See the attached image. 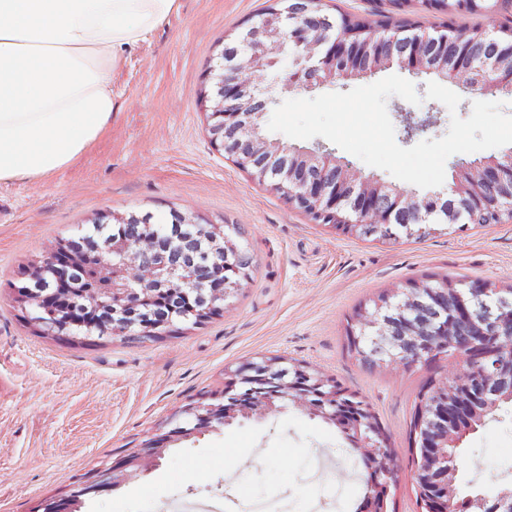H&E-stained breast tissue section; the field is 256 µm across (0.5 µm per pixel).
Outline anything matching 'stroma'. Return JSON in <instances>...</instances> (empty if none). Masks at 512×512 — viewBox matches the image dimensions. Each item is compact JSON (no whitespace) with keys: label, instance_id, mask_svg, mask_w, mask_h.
<instances>
[{"label":"stroma","instance_id":"35a3bbf8","mask_svg":"<svg viewBox=\"0 0 512 512\" xmlns=\"http://www.w3.org/2000/svg\"><path fill=\"white\" fill-rule=\"evenodd\" d=\"M279 0H180L131 48L113 88L104 135L50 177L0 186V289L61 239L115 213L201 218L248 253V277L220 315L151 339L47 336L0 296V512H34L80 495V479L120 466L174 428L190 436L119 486L80 495L81 512H169L174 498L234 494L241 505L278 494L287 512H354L361 467L335 426L288 408L193 432L179 410L224 389V370L266 355L335 376L374 410L399 479L387 512H423L411 470L409 424L442 359L368 369L347 348L355 313L378 294L449 274L512 286V223L438 225L415 239L365 241L311 222L254 182L212 144L200 90L226 38ZM457 484L493 494L512 483V405L463 439Z\"/></svg>","mask_w":512,"mask_h":512}]
</instances>
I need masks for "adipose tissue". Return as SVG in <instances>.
Returning a JSON list of instances; mask_svg holds the SVG:
<instances>
[{
    "label": "adipose tissue",
    "mask_w": 512,
    "mask_h": 512,
    "mask_svg": "<svg viewBox=\"0 0 512 512\" xmlns=\"http://www.w3.org/2000/svg\"><path fill=\"white\" fill-rule=\"evenodd\" d=\"M178 0H0V185L73 163L110 126L128 49Z\"/></svg>",
    "instance_id": "obj_1"
}]
</instances>
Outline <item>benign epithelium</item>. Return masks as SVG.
Here are the masks:
<instances>
[{
	"label": "benign epithelium",
	"mask_w": 512,
	"mask_h": 512,
	"mask_svg": "<svg viewBox=\"0 0 512 512\" xmlns=\"http://www.w3.org/2000/svg\"><path fill=\"white\" fill-rule=\"evenodd\" d=\"M367 13L343 15L339 36L324 48L325 41L305 24L288 19L277 9L264 13L259 22L248 28L252 40L238 56L218 54L206 82L210 88L200 97L208 117V132L213 145L224 151L236 166L257 183L279 194L292 210L306 215L315 224H324L345 233L361 236L373 228L379 237L391 240L422 236L434 231L433 216L448 214V225L456 224L460 208L480 214L494 224L512 223V151L500 157L482 159L476 165L456 166L450 190L420 195L380 178L364 175L331 152L307 154L272 149L261 131L264 113L254 109L256 101H271L269 88L260 86L257 77L277 64L276 53L285 43L295 49L291 64L280 74L281 89L295 87L315 89L357 73L375 74L398 65L414 74H435L444 81L462 78L471 61V47L484 37L483 28L459 30L448 23L433 34L423 23L412 18L417 2L448 18L457 14L478 13L491 17L493 32L499 34L497 54L481 62L489 82L483 95L512 98V0H367ZM370 27L408 36L410 49L393 51V41L384 36L367 34ZM457 52L448 56V42ZM402 141L431 132L436 121L410 112L405 120ZM188 224L198 238L196 249L210 262L224 260L242 252L224 227L204 224L194 217L179 215L174 225ZM82 258L61 248L22 271L12 298L20 311L42 333L72 336L69 325L50 294L27 286L49 274L64 282L69 277L90 278L94 289L90 299L95 306L112 315L106 323L87 326L88 333L110 338H150L164 335L173 322H141L132 319L142 294L154 288L178 287L187 295L203 300L200 309L191 310L184 321L197 324L224 310V302L241 286L240 274L202 284L191 275L189 267L168 261L141 243L112 237L86 239ZM490 286L474 283L466 287L441 280H416L402 295L383 294L374 299L372 308H363L357 319L359 336H369L377 350L383 352L381 364L403 366L418 364L399 350L398 336L418 333L424 336L422 352L434 354L437 348L454 345L452 320L437 321L420 330L413 320L414 306L431 301L448 292L453 294L456 315L474 324V335L453 351L457 367L430 382L438 396L420 397L418 423L426 426L422 450L413 471L414 484L427 498L425 512H459L448 478V446L454 432L470 426L477 417L496 411L503 403H512V336H501L512 327V296L495 291L487 301ZM480 368L482 378L472 372ZM336 379L316 369L298 366L288 373L284 361L262 357L248 360L225 372L224 398L208 396L185 405L180 413L195 419L194 429L224 426L239 418L253 415H276L293 405L312 415L340 426L349 435L367 472L364 497L358 512H381L378 505L389 493L388 478L396 470L392 457L385 451L386 441L379 432L370 407L356 409L341 399ZM173 433L146 443L143 453H132L123 462L127 472L117 476L109 468L89 472L82 481L80 494L99 493L115 487L123 479L137 475L142 455L162 456ZM478 505L490 512H512V487L503 488L491 500L479 496Z\"/></svg>",
	"instance_id": "7a95c632"
}]
</instances>
